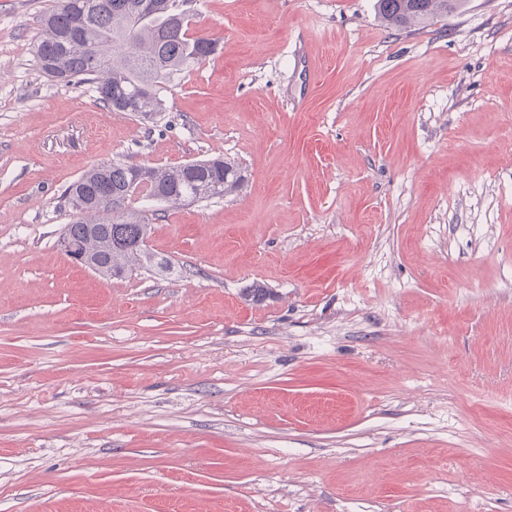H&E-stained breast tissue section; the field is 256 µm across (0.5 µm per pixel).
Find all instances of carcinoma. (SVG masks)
<instances>
[{
  "mask_svg": "<svg viewBox=\"0 0 512 512\" xmlns=\"http://www.w3.org/2000/svg\"><path fill=\"white\" fill-rule=\"evenodd\" d=\"M142 0H58L42 20L37 59L48 76L62 82L87 81L97 99L114 112L149 121L163 111V91L171 75L214 53L208 36L189 33L185 13L167 11L169 0H150L155 15L138 23ZM463 0H377L382 21L391 28L428 24L455 11ZM135 172L129 165L102 162L65 190L77 218L64 236L86 253L100 275L121 277L140 269L168 273L171 263L134 243L152 227L142 210L126 204ZM148 197L180 206L242 190L246 175L235 161L197 160L173 167H151Z\"/></svg>",
  "mask_w": 512,
  "mask_h": 512,
  "instance_id": "carcinoma-1",
  "label": "carcinoma"
}]
</instances>
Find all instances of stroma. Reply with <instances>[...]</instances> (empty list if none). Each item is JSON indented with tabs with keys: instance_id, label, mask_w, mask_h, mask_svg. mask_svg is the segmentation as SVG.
Returning <instances> with one entry per match:
<instances>
[{
	"instance_id": "35a3bbf8",
	"label": "stroma",
	"mask_w": 512,
	"mask_h": 512,
	"mask_svg": "<svg viewBox=\"0 0 512 512\" xmlns=\"http://www.w3.org/2000/svg\"><path fill=\"white\" fill-rule=\"evenodd\" d=\"M375 2L185 0L220 44L144 125L0 0V512H512V0ZM218 155L145 206L172 273L65 256L94 164ZM463 0H377L379 17L387 27L408 29L448 16ZM242 167L224 158L197 160L173 167H151L148 198L169 206L224 196L242 190ZM227 181L226 184L224 182Z\"/></svg>"
}]
</instances>
